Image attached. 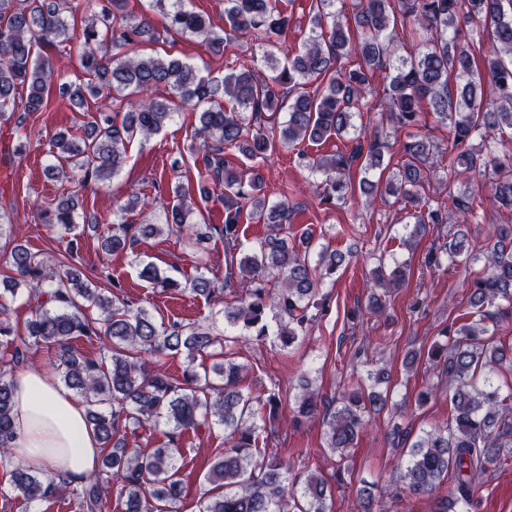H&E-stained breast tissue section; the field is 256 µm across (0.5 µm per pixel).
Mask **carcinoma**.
<instances>
[{
  "label": "carcinoma",
  "mask_w": 512,
  "mask_h": 512,
  "mask_svg": "<svg viewBox=\"0 0 512 512\" xmlns=\"http://www.w3.org/2000/svg\"><path fill=\"white\" fill-rule=\"evenodd\" d=\"M152 2L170 28L204 37L217 55L224 53V43L242 35L264 48L274 45L293 24L288 6L294 0H225L222 34L202 14L187 9L185 0ZM336 2L311 0L308 36L284 64L264 51L272 75L261 79L241 64L219 79L199 74L169 51L117 53L160 39L148 17L123 15V0H0V123L14 124L17 132L26 129V117L41 111L55 84L62 99L79 110L88 98L105 92L122 97L123 112L97 111L86 123L82 142L63 131L53 136L55 163L47 168L51 179L103 183L119 174L131 142L159 132L181 107H191L200 124L199 143L189 147L199 178L174 185L164 223L118 224L101 248L123 251L140 237L165 231L191 235L192 203L208 199L211 184L223 188L224 224L213 230L224 239V280L201 274L185 286L160 276L150 263L141 267L140 277L205 297L246 281L244 295L224 307V324L257 337L273 334L284 348L293 346L323 314L321 282L345 269L351 254L327 247L317 251L309 236L298 241L289 237L297 207L284 189L278 202H269L263 175L247 161L268 159L295 142L318 145L346 138L349 149L304 162L321 176V201L335 205L357 192L368 204L378 196L394 197L408 208L409 246L426 225L455 220L453 238L429 253L428 264L483 260L486 273L472 281L468 305L491 317L497 301L512 302V224H495L483 242H473L470 224L482 202L453 186L474 172H490L493 206L512 214V152L501 149L502 135L512 131V11L505 10L504 0H354L349 10L346 3ZM77 12L85 15L79 34L82 67L90 76L85 83L61 81L53 59L39 51L44 43L56 47L71 39L67 16ZM486 33L493 42L478 60L471 44ZM414 40L422 42L421 51L397 54L394 42L405 48ZM377 69L388 70L389 82L375 93L371 77ZM309 85L314 89L307 90ZM160 87L169 88L173 97L152 96ZM367 95L395 130L407 132L400 143L403 161L394 171L385 163L388 141L377 132L357 130L359 103ZM426 110L448 130V143L415 131ZM357 171L362 176L355 182ZM433 178L448 187L446 200L434 208L426 195ZM78 207L75 197L62 199L46 221L69 230ZM246 221L268 228L248 252L240 241ZM3 260L13 275L0 281V298L23 288L36 293L21 328L9 321L0 304V337H7L11 348L10 358L0 360V472L24 500L49 502L67 492L77 512H105L101 476L109 473L121 482L122 512H175L182 494L180 437L204 419L224 429L225 448L209 467L212 488L199 512H335L333 486L326 477L311 473L300 480L287 461L257 447L254 406L273 410L276 396L243 393L244 367L231 359L208 368L194 364L218 343L204 326H163L147 310L91 288L76 268L47 267L17 239ZM405 268L399 263L388 274L377 268L379 290L368 298L370 312L386 310L387 290L405 279ZM86 302L99 310L98 317L84 312ZM101 335L108 344L97 358L72 345L75 338ZM444 337L428 359L448 383V420L413 442L399 427L392 432L406 449L398 476L404 489L424 495L449 485V497L438 500L435 512L468 505L476 479L512 456V391L502 393L493 379L496 369L512 363V355L487 326L475 321L448 325ZM44 347L54 349V365L65 386L85 398L88 422L104 448L98 473L77 484L29 469L11 446L13 366ZM144 353L184 354L188 364L175 376L149 366ZM212 373L220 383L210 380ZM390 378L386 366L372 365L367 372L370 391L348 389L330 409L303 380L295 396V420L321 416L326 448L342 458L365 431L364 414L386 405L382 386ZM145 424L164 427L167 438L149 454L128 447L123 435ZM358 500L362 512L387 508L373 485L362 486Z\"/></svg>",
  "instance_id": "obj_1"
}]
</instances>
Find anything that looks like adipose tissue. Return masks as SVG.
<instances>
[{"mask_svg":"<svg viewBox=\"0 0 512 512\" xmlns=\"http://www.w3.org/2000/svg\"><path fill=\"white\" fill-rule=\"evenodd\" d=\"M13 379V445L25 464L75 483L93 475L102 448L87 421L85 399L39 365L18 369Z\"/></svg>","mask_w":512,"mask_h":512,"instance_id":"obj_1","label":"adipose tissue"}]
</instances>
